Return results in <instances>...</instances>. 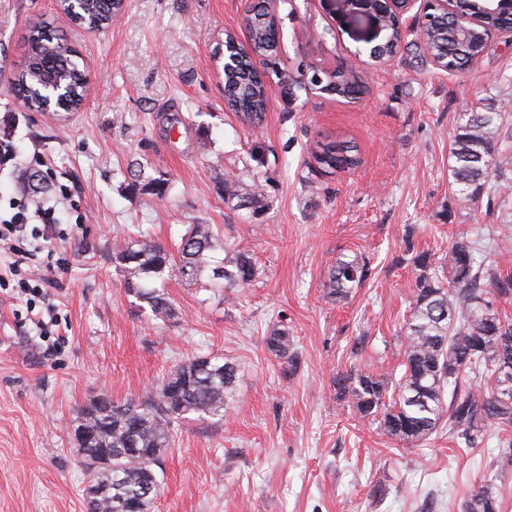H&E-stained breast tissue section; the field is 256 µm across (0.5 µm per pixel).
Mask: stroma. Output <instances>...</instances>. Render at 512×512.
<instances>
[{
	"instance_id": "1",
	"label": "stroma",
	"mask_w": 512,
	"mask_h": 512,
	"mask_svg": "<svg viewBox=\"0 0 512 512\" xmlns=\"http://www.w3.org/2000/svg\"><path fill=\"white\" fill-rule=\"evenodd\" d=\"M245 0H127L101 34L76 32L55 0H0V114L13 112L16 162L40 187L68 186L81 225L49 243L58 270L45 302L59 315L38 336L16 278L0 287V512H86L76 461L77 410L107 394L122 402L156 389L181 362L237 363L223 419L189 417L162 456L150 512H461L493 481L512 512V460L498 440L459 449L437 432L412 447L382 435L333 379L344 372L400 375L411 314L412 258L446 264L458 236H483L487 273H512V33L494 35L464 72L420 56L410 33L375 63L353 50L368 28L345 0H279L278 70L348 64L359 98L317 91L289 99L272 82L259 127L224 105V37L244 33ZM76 45L88 79L75 112H29L13 84L33 22ZM500 115L496 191L465 202L448 175L462 114ZM354 145L356 167L321 171L317 142ZM167 174L157 196L135 166ZM233 181L251 204L226 200ZM211 225L247 252L258 275L224 292L172 279L171 317L160 319L124 288L115 244L148 233L176 249L188 225ZM369 272L348 298L330 297L338 258ZM287 330L295 364L264 338Z\"/></svg>"
}]
</instances>
